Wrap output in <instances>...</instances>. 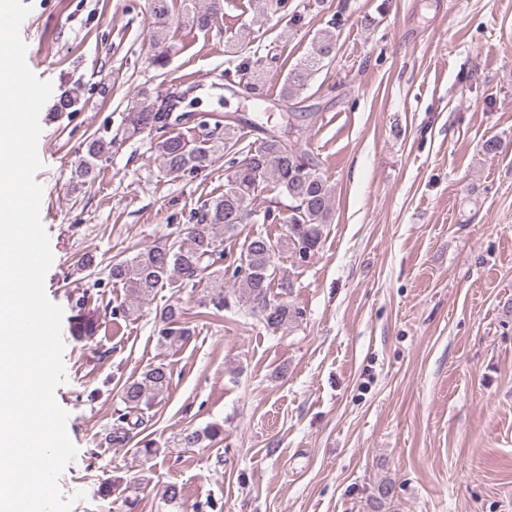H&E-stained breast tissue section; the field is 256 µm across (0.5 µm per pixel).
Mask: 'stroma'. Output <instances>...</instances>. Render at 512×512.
Returning a JSON list of instances; mask_svg holds the SVG:
<instances>
[{
    "label": "stroma",
    "mask_w": 512,
    "mask_h": 512,
    "mask_svg": "<svg viewBox=\"0 0 512 512\" xmlns=\"http://www.w3.org/2000/svg\"><path fill=\"white\" fill-rule=\"evenodd\" d=\"M22 2L27 64L53 87L35 179L45 293L64 310L55 399L78 449L59 485L86 494L72 512H113L111 484L136 488L138 512H512V0H287L267 14L224 0L211 29L172 21L163 71L149 62L150 0ZM335 18L336 54L303 94L331 222L305 266L277 257L291 285L270 290L303 321L273 330L246 305L215 312L202 285L157 289L122 314L113 260L186 226L223 194L227 168L167 174L158 134L141 133L77 188L86 141L120 133L146 90L169 101L173 131L199 138L238 113L256 122L244 144L260 143L287 115L289 69ZM257 65L264 101L228 90ZM67 91L76 106L55 111ZM80 298L99 316L85 341L71 332ZM173 303L193 336L169 346L159 315ZM159 363L168 390L113 446L125 382ZM214 422L223 439L178 447Z\"/></svg>",
    "instance_id": "obj_1"
}]
</instances>
